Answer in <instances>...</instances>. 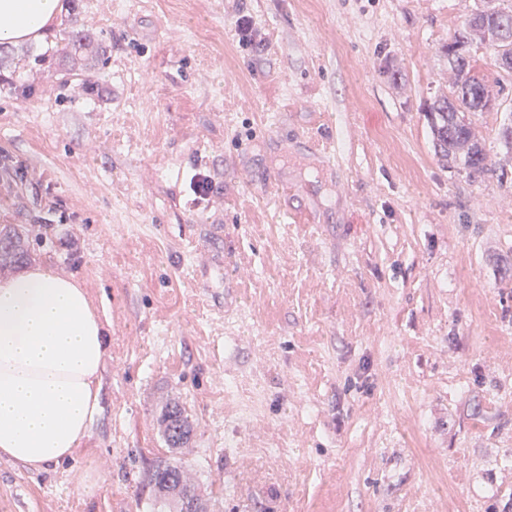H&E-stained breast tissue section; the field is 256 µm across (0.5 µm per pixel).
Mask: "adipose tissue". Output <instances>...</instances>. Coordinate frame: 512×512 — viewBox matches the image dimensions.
<instances>
[{
  "instance_id": "1",
  "label": "adipose tissue",
  "mask_w": 512,
  "mask_h": 512,
  "mask_svg": "<svg viewBox=\"0 0 512 512\" xmlns=\"http://www.w3.org/2000/svg\"><path fill=\"white\" fill-rule=\"evenodd\" d=\"M64 0H0V46L43 41ZM105 327L72 275L42 264L0 279V458L40 472L73 460L101 411Z\"/></svg>"
}]
</instances>
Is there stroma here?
<instances>
[{
	"label": "stroma",
	"instance_id": "stroma-1",
	"mask_svg": "<svg viewBox=\"0 0 512 512\" xmlns=\"http://www.w3.org/2000/svg\"><path fill=\"white\" fill-rule=\"evenodd\" d=\"M64 2L89 46L67 20L0 48V225L85 285L109 356L77 457L0 459V512H151L164 462L214 512H512V181L448 168L426 115L481 0ZM472 54L503 87L474 118L496 161L512 77ZM163 437L169 448H184L191 439L193 426L185 408L171 402L161 419Z\"/></svg>",
	"mask_w": 512,
	"mask_h": 512
}]
</instances>
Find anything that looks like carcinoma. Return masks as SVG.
Wrapping results in <instances>:
<instances>
[{
	"mask_svg": "<svg viewBox=\"0 0 512 512\" xmlns=\"http://www.w3.org/2000/svg\"><path fill=\"white\" fill-rule=\"evenodd\" d=\"M485 46L498 68L512 76V6L486 4L473 11L440 52L448 57V93L438 95L427 112L435 154L455 165L468 178L494 176L503 182L505 166L495 164L488 155L465 114L486 112L497 105L502 90L494 89L474 64L472 47ZM21 237L16 229H0V271L23 263ZM168 447L184 448L191 439L193 426L185 408L178 402L167 407L161 419ZM155 489L152 499L157 512H207V504L197 495L194 485L178 466L158 465L149 474Z\"/></svg>",
	"mask_w": 512,
	"mask_h": 512,
	"instance_id": "obj_1",
	"label": "carcinoma"
}]
</instances>
